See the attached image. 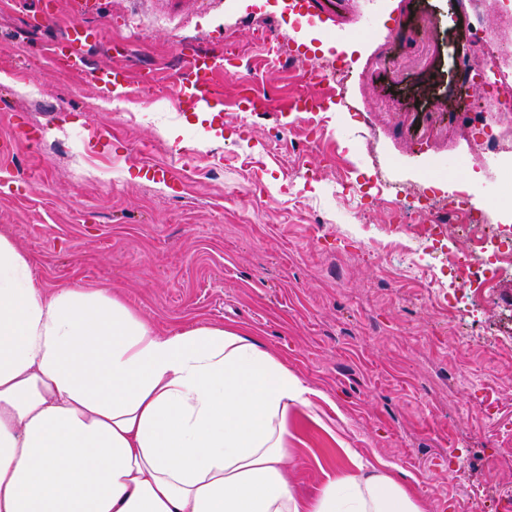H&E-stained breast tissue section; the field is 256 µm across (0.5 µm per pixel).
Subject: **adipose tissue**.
Returning <instances> with one entry per match:
<instances>
[{
  "instance_id": "adipose-tissue-1",
  "label": "adipose tissue",
  "mask_w": 512,
  "mask_h": 512,
  "mask_svg": "<svg viewBox=\"0 0 512 512\" xmlns=\"http://www.w3.org/2000/svg\"><path fill=\"white\" fill-rule=\"evenodd\" d=\"M314 394L241 330L45 292L0 230V512H424L387 462L297 492L288 414Z\"/></svg>"
}]
</instances>
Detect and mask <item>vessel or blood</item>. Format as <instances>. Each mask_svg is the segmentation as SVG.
<instances>
[{
  "label": "vessel or blood",
  "mask_w": 512,
  "mask_h": 512,
  "mask_svg": "<svg viewBox=\"0 0 512 512\" xmlns=\"http://www.w3.org/2000/svg\"><path fill=\"white\" fill-rule=\"evenodd\" d=\"M87 40L85 28L79 22H72L66 38L58 44L50 58L56 68L80 69L84 64V45ZM236 75L237 65L226 55H195L187 58L186 69L181 81V93L184 103L193 108L210 111L221 104L222 99L214 84L216 73ZM95 79L106 88L125 94L129 91L146 92L152 90L153 81L141 76L131 78L127 70L120 65L100 70Z\"/></svg>",
  "instance_id": "vessel-or-blood-1"
}]
</instances>
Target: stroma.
Wrapping results in <instances>:
<instances>
[{
	"label": "stroma",
	"instance_id": "stroma-1",
	"mask_svg": "<svg viewBox=\"0 0 512 512\" xmlns=\"http://www.w3.org/2000/svg\"><path fill=\"white\" fill-rule=\"evenodd\" d=\"M55 16L44 28L43 12ZM512 0H0V228L33 259L45 290H119L158 330L222 324L257 338L320 392L316 417L288 415L292 479L305 493L350 467L386 460L409 476L426 512H469L512 494V276L476 294L470 347L435 335L427 303L440 259L423 272L402 252L367 251L363 224H384L395 194L434 197L466 186L512 211V182L463 166L472 138L512 139L507 96L466 83L453 48L478 27L512 73ZM97 30L84 71L48 62L74 18ZM236 46L251 85L276 108L224 112L176 101L177 52ZM347 72L315 88L314 123L281 114L306 65ZM151 71L163 96L118 98L97 71ZM484 111L470 124L464 96ZM318 146L309 149V137ZM306 151L315 176L292 173ZM170 167L174 180L152 179ZM360 185L349 197L348 185ZM494 404L495 417L484 408Z\"/></svg>",
	"mask_w": 512,
	"mask_h": 512
}]
</instances>
